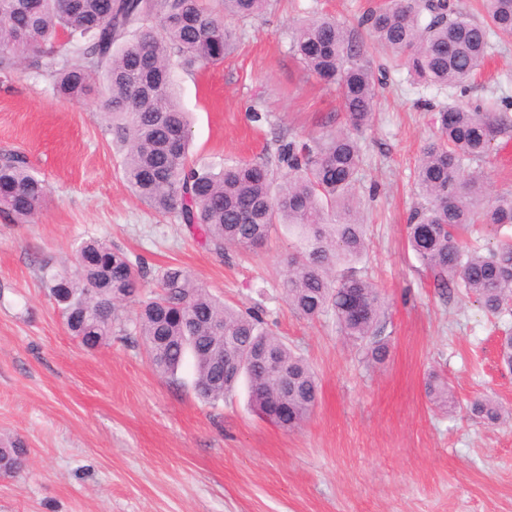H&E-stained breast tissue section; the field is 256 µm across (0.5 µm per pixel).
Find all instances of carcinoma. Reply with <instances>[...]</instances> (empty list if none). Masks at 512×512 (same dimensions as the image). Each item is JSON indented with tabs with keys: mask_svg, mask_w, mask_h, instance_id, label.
I'll return each instance as SVG.
<instances>
[{
	"mask_svg": "<svg viewBox=\"0 0 512 512\" xmlns=\"http://www.w3.org/2000/svg\"><path fill=\"white\" fill-rule=\"evenodd\" d=\"M0 0V73L26 62L49 72L57 91L78 99L99 79L104 132L122 156V173L136 197L161 214H175L200 232L218 254L227 245L262 246L275 224L298 230L300 250L289 261L282 289L288 305L313 319L331 310L344 334L362 344L367 358L388 356L382 336L385 298L375 283L341 262L360 260L367 249L365 224L355 200L361 155L355 135L370 126L382 85L359 42L336 20L318 17L297 27L293 48L305 69L338 87L347 129H327L308 140H279L275 178L252 160L225 166L188 160L189 121L172 69L189 71L224 60L237 34L225 17L247 20L269 0ZM477 20L449 0H386L362 17L383 48L400 57L408 73L427 87L467 91L491 47V38L512 40V0H480ZM67 36L81 57L72 65L56 42ZM438 136L423 149L415 170L419 202L409 216V245L441 290L462 288L485 314L497 316L512 302V239L482 253L465 245L473 224L512 227V193L490 196L483 176L470 170L512 117L480 105H445L434 115ZM48 192L45 182L18 155L0 156V212L30 223ZM49 296L68 331L89 348L119 331L140 338L148 361L174 375L190 356L193 385L211 403L247 381L252 406L283 429L307 419L318 399L310 365L265 326L255 312L224 304L179 267L154 277L106 243L90 238L72 264L43 267ZM136 306L126 319L122 307ZM259 351L276 364L253 357ZM242 358L239 375L224 373V357ZM429 398L456 405L448 385L428 381ZM288 402V419L272 414ZM469 411L496 423L501 407L477 398ZM20 441L0 443V475L24 467Z\"/></svg>",
	"mask_w": 512,
	"mask_h": 512,
	"instance_id": "cac0c4a2",
	"label": "carcinoma"
}]
</instances>
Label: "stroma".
<instances>
[{
	"label": "stroma",
	"instance_id": "1",
	"mask_svg": "<svg viewBox=\"0 0 512 512\" xmlns=\"http://www.w3.org/2000/svg\"><path fill=\"white\" fill-rule=\"evenodd\" d=\"M381 2L272 0L264 14L233 21L238 41L223 63L174 75L192 117V159L274 168L279 139L343 127L335 91L293 55L292 33L324 14L355 27ZM358 41L385 72L375 122L359 136L368 250L354 265L386 299L381 365L343 337L332 313L307 319L289 308L281 283L298 238L287 225L257 251L216 254L132 195L102 128L99 86L72 100L49 72L23 65L0 75V154L24 157L48 185L32 223L0 214V435L28 449L24 469L0 478V512H512V427L467 409L485 395L512 409V370L498 357L512 305L490 318L464 289L441 294L406 229L434 112L511 102L512 41L494 43L464 93L417 84L366 33ZM478 169L491 193L512 192V129ZM89 238L154 269L183 268L213 296L260 311L317 375L305 425L268 422L243 384L217 403L200 399L192 363L176 378L159 375L136 339L90 349L71 336L41 267H60ZM431 373L454 393L455 410L430 402Z\"/></svg>",
	"mask_w": 512,
	"mask_h": 512
}]
</instances>
